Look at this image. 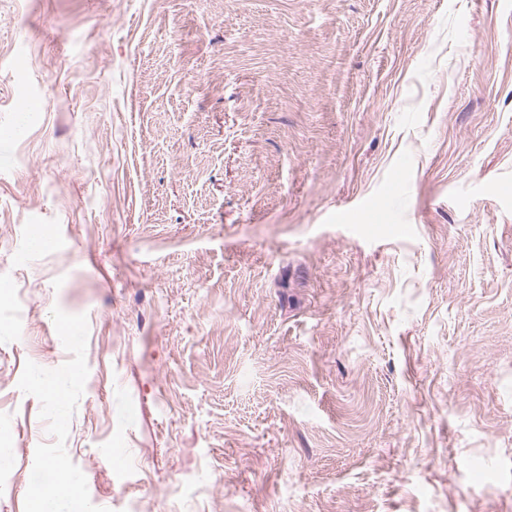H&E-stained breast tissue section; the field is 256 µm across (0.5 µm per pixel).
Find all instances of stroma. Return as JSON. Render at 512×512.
<instances>
[{"label":"stroma","instance_id":"1","mask_svg":"<svg viewBox=\"0 0 512 512\" xmlns=\"http://www.w3.org/2000/svg\"><path fill=\"white\" fill-rule=\"evenodd\" d=\"M1 283L0 512H512V0H0ZM73 375L71 373H63L54 379H39L38 384L50 401L55 403L59 412L62 413V406L65 398L67 385L70 383Z\"/></svg>","mask_w":512,"mask_h":512}]
</instances>
